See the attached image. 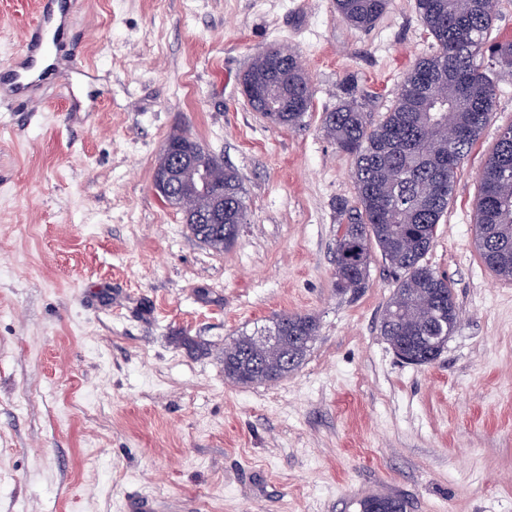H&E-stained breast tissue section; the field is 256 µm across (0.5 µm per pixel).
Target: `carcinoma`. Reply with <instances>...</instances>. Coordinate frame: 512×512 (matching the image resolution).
Here are the masks:
<instances>
[{
    "instance_id": "cac0c4a2",
    "label": "carcinoma",
    "mask_w": 512,
    "mask_h": 512,
    "mask_svg": "<svg viewBox=\"0 0 512 512\" xmlns=\"http://www.w3.org/2000/svg\"><path fill=\"white\" fill-rule=\"evenodd\" d=\"M336 13L357 29H368L386 13L390 0H334ZM497 0H416L420 21L433 39L431 54L407 73L395 103L384 118L371 123L354 86L335 109L324 113L322 126L337 148L354 157L356 205L336 204V288L342 293L366 287L377 251L399 273L386 303L380 335L389 346H407L417 356L428 350L435 322L448 321V309L459 316L448 278L423 262L453 198L462 160L489 121L496 83L477 58L489 55L497 75L512 77V42L491 43L488 33ZM249 86L267 89L259 100L246 96L251 109L274 124L300 126L313 93L304 79L299 55L269 48L255 56L245 72ZM210 176L224 182V236L207 224L189 229L216 251L232 244L230 229L244 223L246 206L237 172L223 164ZM182 213L206 210L209 199L198 196L189 206L170 199ZM475 246L496 275L512 278V128L504 131L481 175L476 201ZM278 320L290 336H316L319 325L308 314H282ZM265 326L224 344V376L240 385L273 383L296 369L307 348L295 350L291 364L283 348L262 339Z\"/></svg>"
}]
</instances>
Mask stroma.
I'll use <instances>...</instances> for the list:
<instances>
[{
  "label": "stroma",
  "instance_id": "obj_1",
  "mask_svg": "<svg viewBox=\"0 0 512 512\" xmlns=\"http://www.w3.org/2000/svg\"><path fill=\"white\" fill-rule=\"evenodd\" d=\"M37 0H0V512H512V280L474 244L480 173L512 124V80L465 157L424 258L459 319L430 365L380 334L396 276L336 289V204L354 161L321 128L353 80L378 122L432 39L415 0L367 31L333 0H66L38 107L8 101ZM272 46L314 88L294 129L240 83ZM183 131L238 173L234 244H201L153 188ZM284 313L318 334L271 384L224 377V344ZM207 345L191 352L183 339Z\"/></svg>",
  "mask_w": 512,
  "mask_h": 512
}]
</instances>
